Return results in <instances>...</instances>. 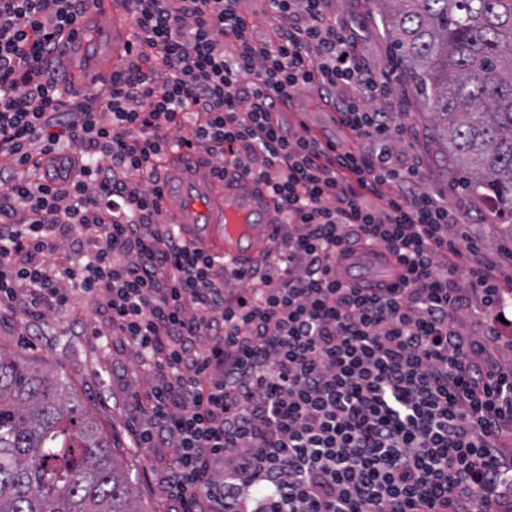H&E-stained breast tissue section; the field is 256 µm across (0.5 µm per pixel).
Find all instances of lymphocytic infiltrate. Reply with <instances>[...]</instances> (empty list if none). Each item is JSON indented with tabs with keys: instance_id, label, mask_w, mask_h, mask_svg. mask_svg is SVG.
<instances>
[{
	"instance_id": "obj_1",
	"label": "lymphocytic infiltrate",
	"mask_w": 512,
	"mask_h": 512,
	"mask_svg": "<svg viewBox=\"0 0 512 512\" xmlns=\"http://www.w3.org/2000/svg\"><path fill=\"white\" fill-rule=\"evenodd\" d=\"M334 0H268L255 37L239 0H130L136 63L105 105L61 98L64 29L91 0H0V154L37 169L63 141L86 155L60 181L0 173V321L87 298L132 345L137 444L166 460L194 512H512V371L458 317L512 316V284L453 242L447 201L418 187L389 89ZM316 91L357 141L329 154L277 114ZM192 122L191 137L171 127ZM221 151L271 196L283 233L262 270L227 267L162 224L159 164L174 146ZM73 237L69 256L58 242ZM365 243L402 267L355 288L336 255ZM467 269L468 286L454 278ZM250 281L237 294L227 279Z\"/></svg>"
}]
</instances>
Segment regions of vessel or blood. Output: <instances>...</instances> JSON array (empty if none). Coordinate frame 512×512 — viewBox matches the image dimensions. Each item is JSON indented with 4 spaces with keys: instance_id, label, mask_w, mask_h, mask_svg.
Masks as SVG:
<instances>
[{
    "instance_id": "vessel-or-blood-1",
    "label": "vessel or blood",
    "mask_w": 512,
    "mask_h": 512,
    "mask_svg": "<svg viewBox=\"0 0 512 512\" xmlns=\"http://www.w3.org/2000/svg\"><path fill=\"white\" fill-rule=\"evenodd\" d=\"M93 25L95 41L83 29L67 32L59 44L72 64L68 89L96 85L128 62L134 25L130 13L115 0L99 6ZM171 175L164 181V202L181 235L194 240L212 256L249 267L270 245L275 231L274 203L265 188L239 170L225 179L213 178L202 150L180 149L171 154ZM379 247L356 248L340 257V274H358L370 282L395 284L396 277Z\"/></svg>"
}]
</instances>
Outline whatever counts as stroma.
Here are the masks:
<instances>
[{
    "instance_id": "obj_1",
    "label": "stroma",
    "mask_w": 512,
    "mask_h": 512,
    "mask_svg": "<svg viewBox=\"0 0 512 512\" xmlns=\"http://www.w3.org/2000/svg\"><path fill=\"white\" fill-rule=\"evenodd\" d=\"M336 12L348 22L366 61L390 87L391 109L405 129L395 148L407 152L418 166L420 190L443 197L460 216V223L449 226V238L467 237L483 264L492 267L501 281L512 280V233L506 225L489 223L486 204L466 189L467 175L439 138L434 114L414 81L405 76V66L393 51L373 0H336ZM333 111L311 91L293 99L281 117L292 133L332 139L347 147L346 130L329 121ZM102 326L101 318L77 296L66 312L47 314L31 333L20 332L11 320L0 323V350L23 355L44 371L65 378L86 416L135 476L144 512H167L169 496L160 479L163 460L153 457L150 449L131 445L139 422L129 411L130 393L146 389L149 379L122 339L94 337V330Z\"/></svg>"
}]
</instances>
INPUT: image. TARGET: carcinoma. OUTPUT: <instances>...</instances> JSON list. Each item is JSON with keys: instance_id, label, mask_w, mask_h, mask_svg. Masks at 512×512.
Listing matches in <instances>:
<instances>
[{"instance_id": "obj_1", "label": "carcinoma", "mask_w": 512, "mask_h": 512, "mask_svg": "<svg viewBox=\"0 0 512 512\" xmlns=\"http://www.w3.org/2000/svg\"><path fill=\"white\" fill-rule=\"evenodd\" d=\"M490 223L512 230V0H375ZM0 512H143L66 380L0 353Z\"/></svg>"}]
</instances>
